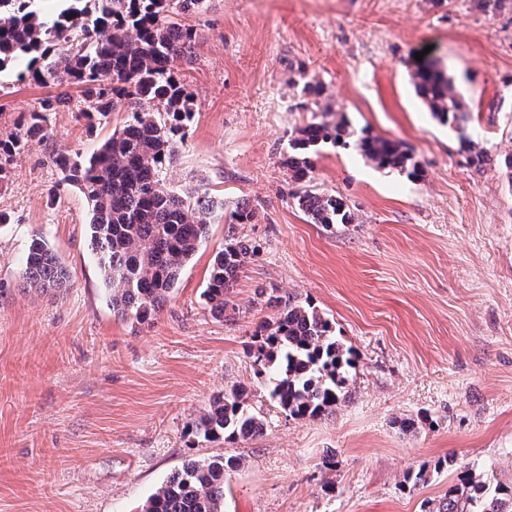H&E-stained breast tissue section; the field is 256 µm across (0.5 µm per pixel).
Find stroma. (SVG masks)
Masks as SVG:
<instances>
[{"label":"stroma","mask_w":512,"mask_h":512,"mask_svg":"<svg viewBox=\"0 0 512 512\" xmlns=\"http://www.w3.org/2000/svg\"><path fill=\"white\" fill-rule=\"evenodd\" d=\"M182 21L200 35L185 72L194 115L168 179L180 191L205 180L228 211L255 207L237 227L258 253L233 288L236 313L215 317L202 296L219 217L152 320L113 315L88 203L51 157L91 154L124 115L90 126L68 86L48 139L14 156L0 189V512H140L186 463L228 453L244 464L224 479V512H421L467 467L512 486V0H207ZM422 51L463 95L484 167L416 96L408 64ZM16 74L0 72L2 134L58 92ZM317 101L355 134L403 142L420 170L321 147L313 184L344 198L352 224L310 223L294 198L289 141ZM35 234L67 287H24ZM262 288L312 301L356 352L332 413L290 418L256 379L245 344L271 313ZM241 384L263 436H198L213 397Z\"/></svg>","instance_id":"obj_1"}]
</instances>
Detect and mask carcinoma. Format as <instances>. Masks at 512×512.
Returning <instances> with one entry per match:
<instances>
[{
  "mask_svg": "<svg viewBox=\"0 0 512 512\" xmlns=\"http://www.w3.org/2000/svg\"><path fill=\"white\" fill-rule=\"evenodd\" d=\"M36 0H0V72L28 55L21 77L38 84H77L80 116L129 117L90 155L56 153L52 163L63 182L77 188L91 207L92 251L102 272L114 315L145 323L163 308L181 274L209 233L210 218L224 212V199L202 185L178 192L166 174L175 162L176 138L194 112V95L184 67L193 63L196 33L176 17L201 10L206 0H67L47 17ZM411 78L435 119L460 132L474 164L485 151L463 135L467 107L453 80L429 60L415 62ZM57 100L40 102L21 129L0 138V188L11 179L9 164L33 139L47 137V113ZM342 122L312 120L291 139L288 174L295 182L314 180L324 144L341 142ZM355 148L380 168L418 176L410 150L388 138L360 136ZM315 224H352L356 217L343 198L311 187L296 196ZM244 200L229 215L228 239L212 262L204 297L213 315L235 311L232 288L257 249L235 235L234 226L255 217ZM27 288H63L68 273L46 240L32 239L22 274ZM273 316L251 333L248 355L256 373L268 376L270 398L289 417L318 418L349 394L356 366L351 348L336 336L331 321L311 302L269 294ZM248 390L238 386L214 398L201 416L200 435L209 441L240 444L263 436V416L246 405ZM237 455L191 461L169 477L141 512H224V475L243 465ZM422 512H512V487L489 489L469 468Z\"/></svg>",
  "mask_w": 512,
  "mask_h": 512,
  "instance_id": "cac0c4a2",
  "label": "carcinoma"
}]
</instances>
